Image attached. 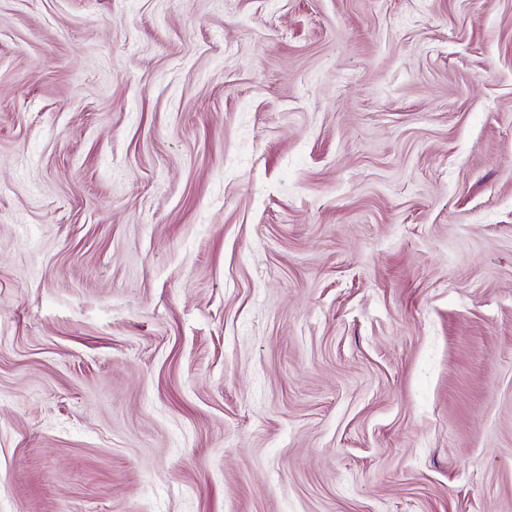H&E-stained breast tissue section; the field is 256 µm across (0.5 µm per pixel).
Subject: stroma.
I'll return each mask as SVG.
<instances>
[{
    "mask_svg": "<svg viewBox=\"0 0 512 512\" xmlns=\"http://www.w3.org/2000/svg\"><path fill=\"white\" fill-rule=\"evenodd\" d=\"M0 512H512V0H0Z\"/></svg>",
    "mask_w": 512,
    "mask_h": 512,
    "instance_id": "1",
    "label": "stroma"
}]
</instances>
